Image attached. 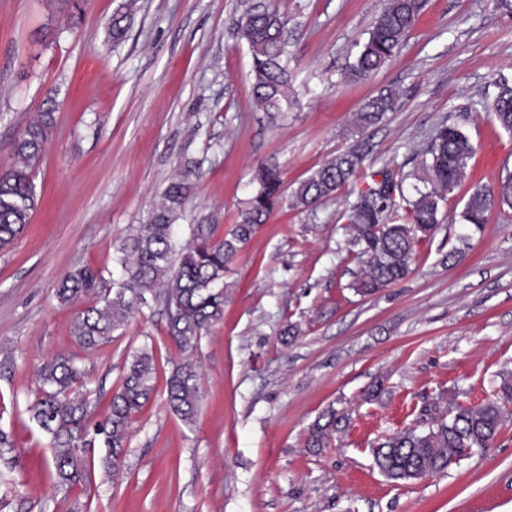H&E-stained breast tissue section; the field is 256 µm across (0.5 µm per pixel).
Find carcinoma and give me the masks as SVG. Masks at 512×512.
<instances>
[{
    "mask_svg": "<svg viewBox=\"0 0 512 512\" xmlns=\"http://www.w3.org/2000/svg\"><path fill=\"white\" fill-rule=\"evenodd\" d=\"M424 0H387L382 14L368 32L349 74L358 79L378 72L399 51L405 36L415 26ZM131 23V7L112 15L108 35L112 43L125 41ZM238 32L252 52V94L261 111L276 117L288 111L291 95L288 41L285 20L273 0H257L237 21ZM395 92H380L368 99L357 113L361 126L372 125L394 109ZM56 104L49 100L36 120L25 126L13 143L17 162L0 171V251L13 246L25 232L38 198L35 169L54 127ZM495 121L512 132V86L504 81L492 102ZM432 189L417 190L406 224L395 222L400 203L395 192L401 185L389 177L383 183H366L359 189L347 219L353 231L352 245L361 247L367 269L353 284L360 295H373L404 279L417 244L434 233L439 224L442 194L452 191L464 176L473 155L469 137L455 124L437 128L428 149ZM364 156L350 151L331 159L301 182L292 195V205L309 207L332 196L362 168ZM187 168L168 183L162 202L150 222L134 229L119 247L118 262L123 279L99 294L104 283L101 272L78 268L64 277L56 297L64 304L80 297L97 298L86 308L75 335L88 347L112 341L115 331L125 327L138 303L150 293L163 303L167 333L185 361L173 367L167 380L170 409L187 424L195 422L200 392L198 372L190 361L204 335L224 315V269L258 227L281 204L280 172L274 165L258 174V188L241 210L239 220L227 236L214 237L215 225L198 224L192 240L180 250L173 245L172 227L193 183ZM512 208V173L501 180L498 191L476 190L461 212V220L476 229L485 224V212L494 203ZM156 358L144 346L125 367L120 387L112 394L104 413L92 410L89 393L79 390L85 370L72 358L56 355L38 369L39 390L29 406L40 431L50 436L51 467L55 483L72 486L80 481L87 464L99 461L108 477L116 476L117 460L129 438L132 421L154 391ZM512 402V377H501L498 397L472 406H450L436 399L422 407L417 425L398 431L374 449L376 465L389 480L407 482L422 471L438 473L457 463L472 448H486L505 423L504 407ZM315 423L308 445L322 446L336 429V416ZM105 449L95 457L94 449Z\"/></svg>",
    "mask_w": 512,
    "mask_h": 512,
    "instance_id": "1",
    "label": "carcinoma"
}]
</instances>
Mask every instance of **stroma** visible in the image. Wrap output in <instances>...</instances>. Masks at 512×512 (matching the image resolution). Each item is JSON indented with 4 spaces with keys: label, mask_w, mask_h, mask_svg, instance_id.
I'll return each mask as SVG.
<instances>
[{
    "label": "stroma",
    "mask_w": 512,
    "mask_h": 512,
    "mask_svg": "<svg viewBox=\"0 0 512 512\" xmlns=\"http://www.w3.org/2000/svg\"><path fill=\"white\" fill-rule=\"evenodd\" d=\"M125 2L78 0L73 26L57 0H0V170L45 101L58 105L37 168L39 206L0 252V428L17 455L0 471V512H512V403L492 447L426 479L391 481L372 453L432 398L478 404L512 372V208L492 204L478 231L459 220L476 189H497L512 172V134L490 110L498 79H512V13L494 0H426L400 52L352 80L346 66L386 0H276L293 93L273 121L253 105L252 56L234 25L253 0H133L116 46L107 25ZM387 89L394 110L357 127L354 113ZM444 121L474 147L466 177L440 201V224L418 243L408 276L361 296L352 284L365 261L347 211L382 171L415 200ZM355 148L366 154L356 179L315 207L283 200L226 266L224 316L194 357L195 423L168 408L180 357L161 305H140L110 343L79 342L87 302L60 303L59 283L84 265L120 279L117 248L185 163L195 177L174 224L179 248L197 224L227 235L261 166L276 165L290 193ZM144 345L157 359L155 388L119 475L97 467L57 486L49 439L27 411L37 367L70 356L89 389L109 397ZM328 409L339 432L308 447Z\"/></svg>",
    "instance_id": "stroma-1"
}]
</instances>
